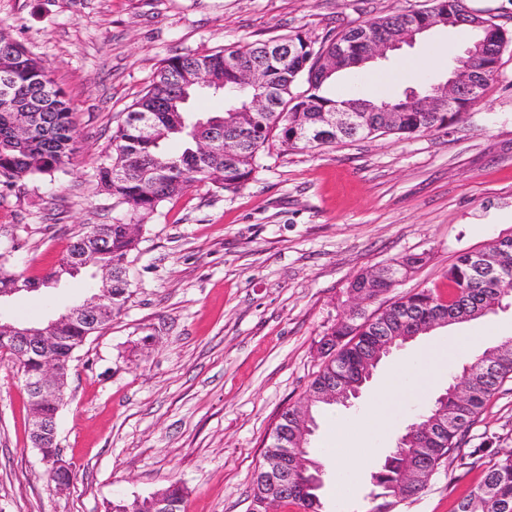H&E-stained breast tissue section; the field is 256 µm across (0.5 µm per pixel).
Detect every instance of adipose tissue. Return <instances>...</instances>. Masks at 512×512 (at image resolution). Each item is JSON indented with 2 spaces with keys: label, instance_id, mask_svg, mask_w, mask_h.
I'll use <instances>...</instances> for the list:
<instances>
[{
  "label": "adipose tissue",
  "instance_id": "1",
  "mask_svg": "<svg viewBox=\"0 0 512 512\" xmlns=\"http://www.w3.org/2000/svg\"><path fill=\"white\" fill-rule=\"evenodd\" d=\"M451 349L430 347L396 366L384 382L371 414L352 421L358 438L366 441L384 432L396 408L413 401L433 384Z\"/></svg>",
  "mask_w": 512,
  "mask_h": 512
}]
</instances>
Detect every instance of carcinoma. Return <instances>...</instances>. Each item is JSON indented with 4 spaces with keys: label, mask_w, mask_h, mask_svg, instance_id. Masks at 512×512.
Returning a JSON list of instances; mask_svg holds the SVG:
<instances>
[{
    "label": "carcinoma",
    "mask_w": 512,
    "mask_h": 512,
    "mask_svg": "<svg viewBox=\"0 0 512 512\" xmlns=\"http://www.w3.org/2000/svg\"><path fill=\"white\" fill-rule=\"evenodd\" d=\"M405 12L393 11L339 32L329 31L319 39H310L300 31H291L266 41L245 45H227L204 54H176L165 59L143 94L129 107L126 118L112 134L111 150L96 167V179L101 190L126 206L128 218H117L110 224H92L62 256L53 274L64 278L69 265L83 246L94 253L93 261L102 276L94 295L99 297L103 330L112 322V315L121 312L131 291L130 255L137 249L139 236L128 232L134 224L143 228L155 215L162 202L171 199L193 183L209 182L224 190H236L247 183L260 168L261 155L278 141L290 148L317 150L332 143L326 137L309 143L304 139L307 129L314 126L323 111L344 109L353 99L336 100L325 90L332 76L320 74V61L329 51L348 47L349 36L367 30L381 38H391L401 32ZM280 45V57L266 53L267 44ZM244 61L261 70L274 88L270 111L254 115L240 149L230 158L224 156V141L239 136L237 123L242 110L250 103L253 89L242 87L235 73L236 61ZM203 66L222 82L219 90L224 97V111L205 115L188 108V101L210 94V91L181 84L183 73ZM9 71L8 94L0 96V184L16 187L35 179L56 178L70 173L77 151L79 130L76 115L64 92L50 78L45 62L30 52L21 42L0 34V71ZM497 71L485 70L477 64L473 72L471 102H480ZM307 88L297 90L299 82ZM39 98L47 103L40 113V124L27 137L17 134L16 124L25 113L13 111L16 102ZM183 100L180 111H168L169 102ZM373 111L365 113L364 128L346 136L348 140L368 136L393 135L409 137L433 129L447 128L457 119L455 112H413L408 99L365 101ZM400 112L399 122L386 124L384 111ZM152 116L158 125L156 138L142 136L139 116ZM172 138L183 142L178 155L167 153L165 144ZM212 140L211 152L197 155V140ZM22 248L18 240L0 244V291L15 286L22 274L10 271L15 253ZM424 262L421 255L396 259L386 267L388 280H368L358 276L352 287L372 295H384L398 277L406 275ZM448 296L430 288L410 292L405 302L386 307L378 316L361 313L331 328V335L347 340L330 362L321 366L308 386L313 390L323 383L341 379L348 371L358 369L368 358L373 336H409L413 324L436 310L450 317L464 316V321L480 318L503 300L512 298V270L490 267L477 253L461 254L446 273ZM60 340L53 350L55 360L65 368L75 352L91 336L89 327L79 322L69 323L57 332ZM462 383L470 390L463 401L457 400L448 383L442 396L448 397V437L442 444L420 448L415 443L393 448L384 462L371 473L374 489L369 493L368 512H397L400 504L418 498L427 487L425 477L432 475L449 458L450 452L477 422L487 402L507 379L512 378V337L494 347L472 354L460 373ZM441 396L418 414L399 438L404 441L414 427L424 425L437 410ZM252 498L263 503V512L290 504L304 512H322L318 488L305 493L284 489L279 483L255 472ZM454 512H512V452L494 453L487 461L484 476L477 487L457 501Z\"/></svg>",
    "instance_id": "carcinoma-1"
}]
</instances>
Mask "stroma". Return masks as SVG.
<instances>
[{
	"instance_id": "stroma-1",
	"label": "stroma",
	"mask_w": 512,
	"mask_h": 512,
	"mask_svg": "<svg viewBox=\"0 0 512 512\" xmlns=\"http://www.w3.org/2000/svg\"><path fill=\"white\" fill-rule=\"evenodd\" d=\"M427 0H0V30L46 60L70 99L80 149L68 175L0 188V241L25 238L14 269L38 277L57 266L87 224L122 209L97 186L95 169L113 130L175 54L300 31L310 38ZM439 30L374 61L390 73L369 84L360 68L330 83L339 98L392 100L448 77L469 42ZM425 61L409 74L399 64ZM512 235V45L483 101L449 128L408 138L347 140L315 151L274 147L236 191L209 183L164 202L131 256L123 311L75 353L57 418L73 465L67 487L50 481L29 435L24 378L0 357V512H105L109 501L149 496L169 483L187 491L185 512H250L255 470L279 413L301 400L321 366L317 343L344 316L358 273L411 254L424 265L391 289L399 297L444 289L462 253ZM90 272L59 287L17 295L0 312L45 320L92 293ZM488 330L512 336V301L486 316L436 329L385 359L353 408L317 415L310 453L322 466L325 512H367L370 474L405 427L471 358L456 352L437 381L401 406L373 459L336 491L333 419L365 415L387 375L425 347ZM512 448V379L488 402L450 462L402 512H453L481 481L463 462L477 446Z\"/></svg>"
}]
</instances>
